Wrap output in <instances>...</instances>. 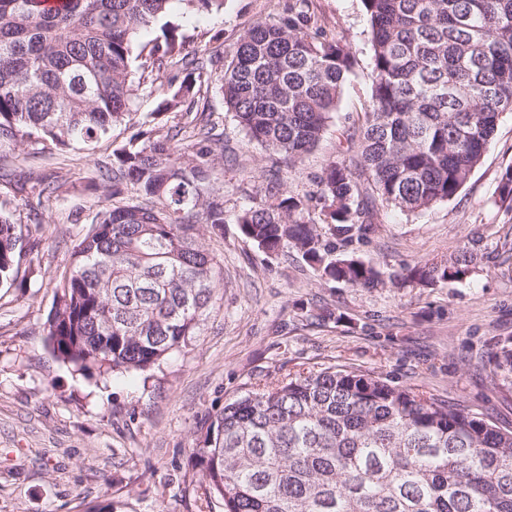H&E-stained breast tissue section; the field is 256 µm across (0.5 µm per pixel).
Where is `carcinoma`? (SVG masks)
I'll use <instances>...</instances> for the list:
<instances>
[{"label":"carcinoma","instance_id":"carcinoma-1","mask_svg":"<svg viewBox=\"0 0 512 512\" xmlns=\"http://www.w3.org/2000/svg\"><path fill=\"white\" fill-rule=\"evenodd\" d=\"M191 11L224 0H182ZM288 0L244 29L224 60L182 54L175 29L144 51L136 34L170 0H0V148L87 149L112 137L136 92L173 64L190 69L166 100L176 108L215 85L244 137L293 167L336 110L354 56ZM370 96L347 147L299 197L269 181L233 214L270 266L292 249L323 281L374 288L448 285L474 265L462 251L387 274L338 251L366 239L377 204L418 213L451 200L481 164L499 118L512 112V0H363ZM220 65L218 76L211 67ZM203 124L186 145L151 128L113 149L104 204L78 236L47 319L55 357L105 376L147 373L194 345L224 285L205 233L224 235V189L213 170L224 138ZM45 179L15 186L42 201ZM500 202L512 208V165ZM0 201V286L38 247ZM330 236L317 228L316 216ZM480 367L512 396V336ZM191 449L197 512H512V430L377 371L334 364L250 385L208 415Z\"/></svg>","mask_w":512,"mask_h":512}]
</instances>
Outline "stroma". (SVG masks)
<instances>
[{
  "instance_id": "stroma-1",
  "label": "stroma",
  "mask_w": 512,
  "mask_h": 512,
  "mask_svg": "<svg viewBox=\"0 0 512 512\" xmlns=\"http://www.w3.org/2000/svg\"><path fill=\"white\" fill-rule=\"evenodd\" d=\"M284 3L224 0L222 10L207 13L173 0L164 20L177 27L186 53L205 48L223 57L245 28L279 14ZM311 9L351 48L353 72L320 144L295 167L247 144L225 116L224 161L215 175L226 215L271 179L293 195L311 190L369 98L372 52L362 0H312ZM161 98L138 93L125 123L88 153L0 149L1 172L59 186L31 228L39 246L19 268L29 288H0V512H197L190 455L204 416L250 384L301 367L380 370L395 384L512 426V399L475 366L492 337L512 335V210L498 193L512 165V113L502 115L480 166L452 200L418 214L381 207L370 239L346 248L387 272L464 250L478 263L462 282L353 288L320 280L293 251L269 269L238 225L228 224L223 237L207 241L224 263V286L193 349L170 356L149 377L102 379L57 360L43 324L79 230L71 217H91L101 205L98 163L150 119ZM320 306L335 319L306 320L307 310Z\"/></svg>"
}]
</instances>
